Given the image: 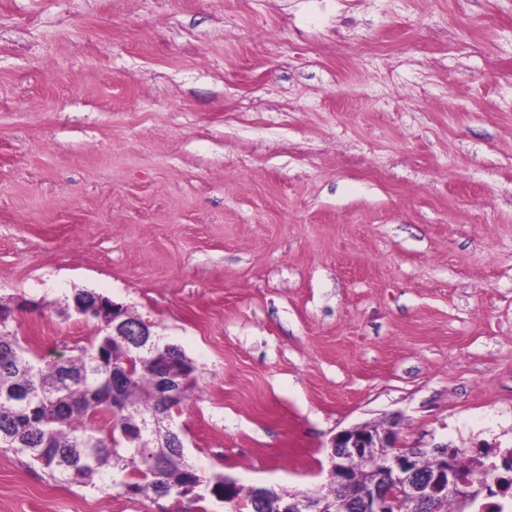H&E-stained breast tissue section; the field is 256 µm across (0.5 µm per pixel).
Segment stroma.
<instances>
[{"instance_id": "obj_1", "label": "stroma", "mask_w": 512, "mask_h": 512, "mask_svg": "<svg viewBox=\"0 0 512 512\" xmlns=\"http://www.w3.org/2000/svg\"><path fill=\"white\" fill-rule=\"evenodd\" d=\"M154 324L200 474L314 492L339 431L512 448V0H0V298L36 358ZM0 512H234L49 476Z\"/></svg>"}]
</instances>
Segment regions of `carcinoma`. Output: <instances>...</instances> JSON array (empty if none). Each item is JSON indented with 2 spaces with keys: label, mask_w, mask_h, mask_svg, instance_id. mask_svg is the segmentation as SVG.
Here are the masks:
<instances>
[{
  "label": "carcinoma",
  "mask_w": 512,
  "mask_h": 512,
  "mask_svg": "<svg viewBox=\"0 0 512 512\" xmlns=\"http://www.w3.org/2000/svg\"><path fill=\"white\" fill-rule=\"evenodd\" d=\"M38 311L0 300V447L29 456L49 474L86 486L114 481L133 495L169 496L201 502L224 501V488L240 499L241 512H278L283 492L270 490L259 501L222 473L200 475L180 447L184 431L175 423L196 383V365L176 345L163 340L145 353L112 336L100 335L65 360H35L9 329L15 312ZM150 425L145 446L126 438L139 421ZM459 475L487 481L497 469L480 457L458 452Z\"/></svg>",
  "instance_id": "obj_1"
}]
</instances>
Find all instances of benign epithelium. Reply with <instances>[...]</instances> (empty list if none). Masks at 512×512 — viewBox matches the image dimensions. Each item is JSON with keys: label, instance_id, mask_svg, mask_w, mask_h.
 <instances>
[{"label": "benign epithelium", "instance_id": "7a95c632", "mask_svg": "<svg viewBox=\"0 0 512 512\" xmlns=\"http://www.w3.org/2000/svg\"><path fill=\"white\" fill-rule=\"evenodd\" d=\"M96 308L112 320V335L138 337L136 347L155 349L152 323L146 319L132 326L125 308L109 299H101ZM390 448L384 473L374 464L375 449ZM432 458L427 474L420 473L418 456L398 446L397 432L389 425L383 429L355 426L337 433L329 451V481L337 489L359 487L353 498L336 496L328 504H320L313 496L303 493L288 495L283 512H397L400 500L407 499L415 512H444L448 495L465 505L472 498L489 491L481 481L460 483L454 480L456 450L446 444L431 447ZM355 461L359 469L348 462Z\"/></svg>", "mask_w": 512, "mask_h": 512}]
</instances>
